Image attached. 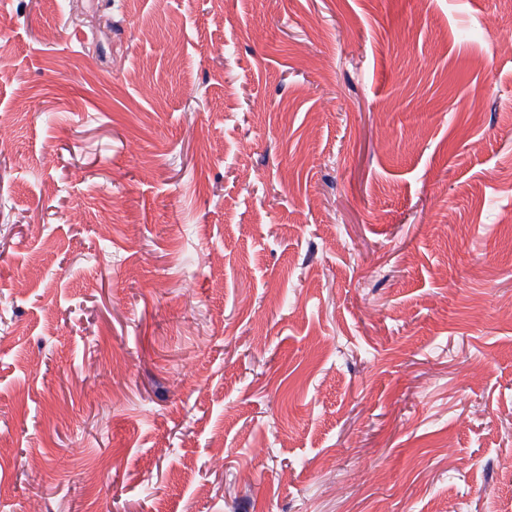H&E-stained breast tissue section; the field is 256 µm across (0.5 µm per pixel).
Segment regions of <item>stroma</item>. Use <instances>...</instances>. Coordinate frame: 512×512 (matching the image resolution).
I'll list each match as a JSON object with an SVG mask.
<instances>
[{
	"instance_id": "stroma-1",
	"label": "stroma",
	"mask_w": 512,
	"mask_h": 512,
	"mask_svg": "<svg viewBox=\"0 0 512 512\" xmlns=\"http://www.w3.org/2000/svg\"><path fill=\"white\" fill-rule=\"evenodd\" d=\"M0 12V512H512V0Z\"/></svg>"
}]
</instances>
